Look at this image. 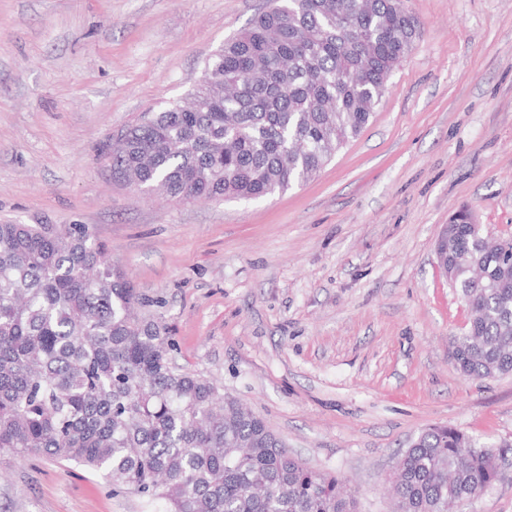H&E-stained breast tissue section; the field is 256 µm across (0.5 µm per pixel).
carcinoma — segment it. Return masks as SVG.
I'll return each mask as SVG.
<instances>
[{"instance_id":"carcinoma-1","label":"carcinoma","mask_w":512,"mask_h":512,"mask_svg":"<svg viewBox=\"0 0 512 512\" xmlns=\"http://www.w3.org/2000/svg\"><path fill=\"white\" fill-rule=\"evenodd\" d=\"M419 34L402 0H280L205 61L194 89L109 145L112 171L185 202L256 200L311 179L359 136ZM470 327L451 358L512 373V236L460 213L444 243ZM84 224H0V453L75 461L165 512H354L335 475L175 364L159 319ZM512 445L458 428L402 453L396 512H451L501 476Z\"/></svg>"}]
</instances>
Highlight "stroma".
Masks as SVG:
<instances>
[{
    "instance_id": "1",
    "label": "stroma",
    "mask_w": 512,
    "mask_h": 512,
    "mask_svg": "<svg viewBox=\"0 0 512 512\" xmlns=\"http://www.w3.org/2000/svg\"><path fill=\"white\" fill-rule=\"evenodd\" d=\"M275 0H0V223L85 224L161 318L180 366L309 468L392 512L401 451L450 425L512 444V374L448 355L469 312L437 266L459 207L512 236V0H403L421 34L373 118L311 180L251 201L131 187L104 155L185 97ZM504 477L458 512H512ZM0 512H164L101 474L0 456Z\"/></svg>"
}]
</instances>
